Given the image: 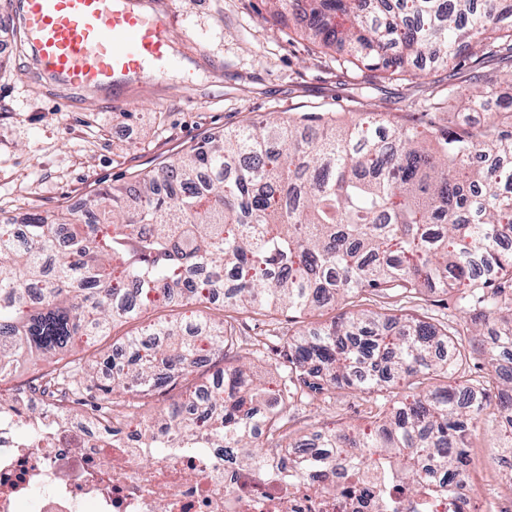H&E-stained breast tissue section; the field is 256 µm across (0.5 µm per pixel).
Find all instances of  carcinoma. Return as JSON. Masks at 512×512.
I'll use <instances>...</instances> for the list:
<instances>
[{
	"label": "carcinoma",
	"instance_id": "1",
	"mask_svg": "<svg viewBox=\"0 0 512 512\" xmlns=\"http://www.w3.org/2000/svg\"><path fill=\"white\" fill-rule=\"evenodd\" d=\"M291 8L323 48L349 47L342 65L379 80L415 77L409 66L446 64L469 50L470 85L448 102L486 112L446 131L371 135L384 120L355 113L349 125L301 131L288 119L243 126L190 146L133 189L94 192L78 208L26 213L0 224V382L21 362L55 358L78 336H107L148 309H191L194 326L158 319L129 336L126 361L97 385L104 436L114 433L112 396L127 406L190 376L238 344L236 327L207 316L223 306L263 314L311 312L362 292L411 297L454 292L481 326L501 321L489 352L512 349V100L492 101L498 76L486 55L512 50V0H264ZM470 352L445 326L350 310L283 342L281 381L268 391L246 365L219 369L206 397L170 405L146 436L154 448L203 437L217 448H255L295 402L336 389L377 395L363 430L317 435L335 457L362 465L354 448H383L389 466L419 485L428 463L444 491L469 464L478 424L503 429L512 449V398L491 399V380L468 378ZM45 387L91 390L90 365L68 361L41 374Z\"/></svg>",
	"mask_w": 512,
	"mask_h": 512
}]
</instances>
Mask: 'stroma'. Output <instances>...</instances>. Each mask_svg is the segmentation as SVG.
<instances>
[{"mask_svg": "<svg viewBox=\"0 0 512 512\" xmlns=\"http://www.w3.org/2000/svg\"><path fill=\"white\" fill-rule=\"evenodd\" d=\"M153 8L170 18L176 65L130 81L107 98L40 75L27 59L13 0H0V218L50 211L95 190L127 185L133 175L156 171L205 137L272 117H317L341 125L365 107L381 113L393 129L452 128L462 118L452 109H423L429 98H447L449 85L461 81L458 70L427 65L410 81L369 82L367 71L338 67L336 51L314 48L295 11L270 17L263 0H153ZM357 302L448 324L470 351L472 378L512 361L491 358L457 310L454 294L427 292L401 301L363 293ZM343 310L331 302L301 316L283 309L239 320L243 335L272 330L282 336L329 324ZM139 329L136 321L116 325L110 335L79 340L66 357L102 360ZM375 401V395L339 389L330 400L297 405L284 431L296 440L360 427ZM468 450L486 512H496L512 500V470L499 464L505 450L497 430L480 427Z\"/></svg>", "mask_w": 512, "mask_h": 512, "instance_id": "stroma-1", "label": "stroma"}]
</instances>
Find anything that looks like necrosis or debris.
Segmentation results:
<instances>
[{
    "label": "necrosis or debris",
    "instance_id": "4bbe7bcc",
    "mask_svg": "<svg viewBox=\"0 0 512 512\" xmlns=\"http://www.w3.org/2000/svg\"><path fill=\"white\" fill-rule=\"evenodd\" d=\"M19 435L20 417L0 412V512H477L469 479L419 492L387 479L373 494L351 470L325 464L322 448L282 458L221 448H145L127 433L102 441L68 400Z\"/></svg>",
    "mask_w": 512,
    "mask_h": 512
}]
</instances>
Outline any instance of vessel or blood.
Instances as JSON below:
<instances>
[{
  "label": "vessel or blood",
  "instance_id": "obj_1",
  "mask_svg": "<svg viewBox=\"0 0 512 512\" xmlns=\"http://www.w3.org/2000/svg\"><path fill=\"white\" fill-rule=\"evenodd\" d=\"M37 66L72 89L117 88L173 61L164 14L123 0H14Z\"/></svg>",
  "mask_w": 512,
  "mask_h": 512
}]
</instances>
